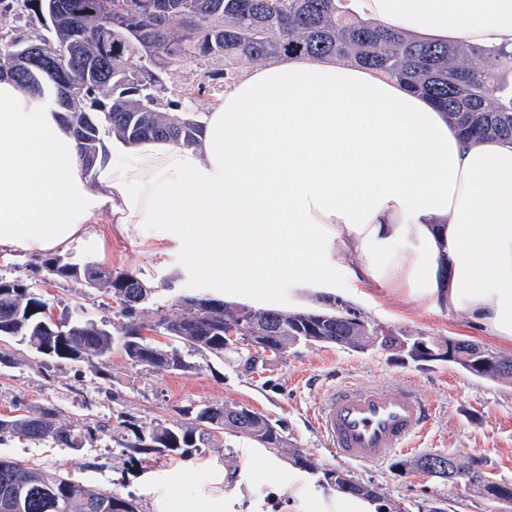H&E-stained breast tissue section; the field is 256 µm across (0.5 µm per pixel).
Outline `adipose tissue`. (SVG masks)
Returning <instances> with one entry per match:
<instances>
[{"mask_svg": "<svg viewBox=\"0 0 512 512\" xmlns=\"http://www.w3.org/2000/svg\"><path fill=\"white\" fill-rule=\"evenodd\" d=\"M352 4L418 40L512 49V0ZM200 121L188 148L108 139L88 176L51 100L0 80V252L66 253L106 210L123 232L155 226L184 271L228 299L330 302L342 275L464 313L512 345V142L464 140L429 99L341 58L257 67ZM245 454L235 469L147 470L138 489L150 512H275L283 496L294 512H377L310 494L271 453Z\"/></svg>", "mask_w": 512, "mask_h": 512, "instance_id": "obj_1", "label": "adipose tissue"}]
</instances>
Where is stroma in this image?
I'll use <instances>...</instances> for the list:
<instances>
[{
    "mask_svg": "<svg viewBox=\"0 0 512 512\" xmlns=\"http://www.w3.org/2000/svg\"><path fill=\"white\" fill-rule=\"evenodd\" d=\"M202 71L178 72L167 81L170 99H182L187 111H209L222 97L213 90L195 99H184L192 85L202 81ZM107 214L95 216L91 245L67 252L66 261L81 264L95 260L115 271L137 276L152 294L149 312L173 316L186 297H208L200 281L182 275L183 256L175 245L160 246L152 227L133 226L129 233H108ZM42 255L0 253V277L42 282L43 293L55 315L82 313L96 321L112 319L117 306L103 292L72 280L43 283ZM339 311L364 319L371 326L397 336H425L444 342L451 338L478 343L512 358V347L483 336L464 314L444 307L424 310L403 297L366 285L339 279ZM13 363L0 364V417L53 403L62 425L79 428L94 420L125 415L141 426L182 421L188 406L219 403L244 406L277 424L285 439L277 456L294 461L306 456L313 465L315 487L326 488L324 473L340 469L355 479L375 484L385 501L402 512H492L484 499L448 485L446 481L393 463L357 465L342 461L323 444L311 411L329 387L345 381L415 389L435 402L437 414L421 440L417 455L461 453L479 457L495 478L512 482V382L475 377L444 361L414 362L377 347L363 350L333 344L298 346L285 356L266 355L263 363L244 371L235 353L217 358L201 352L187 353L192 372L170 373L136 366L121 353H113L109 374L98 378L88 364L62 360L47 367L43 357L14 342ZM0 457L133 498L138 512H150L146 499L134 496L132 485L139 472L176 466V459L141 455L130 459L116 442L98 437L79 451L48 442L18 439L0 445Z\"/></svg>",
    "mask_w": 512,
    "mask_h": 512,
    "instance_id": "obj_1",
    "label": "stroma"
}]
</instances>
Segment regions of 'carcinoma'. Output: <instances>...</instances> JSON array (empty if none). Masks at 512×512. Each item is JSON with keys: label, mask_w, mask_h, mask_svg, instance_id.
I'll return each mask as SVG.
<instances>
[{"label": "carcinoma", "mask_w": 512, "mask_h": 512, "mask_svg": "<svg viewBox=\"0 0 512 512\" xmlns=\"http://www.w3.org/2000/svg\"><path fill=\"white\" fill-rule=\"evenodd\" d=\"M102 0H66L69 23L52 26L49 34L22 32L20 22L44 15L48 0H0V76H8L37 94L68 101L59 109L79 144L80 161L90 171L107 137L128 144L168 141L195 144L201 132L197 115L181 112V102L168 100L166 77L188 67L205 69L216 87L235 62L262 63L286 55L317 60L349 58L431 99L448 114L458 133L470 140L512 141V92L499 69L512 63V51L469 45L416 41L372 22L352 21L344 0H112V13ZM196 11V32L187 27V13ZM106 30L110 41L87 34ZM40 45L60 58L54 75L33 79L14 71L20 48ZM224 67L213 68L211 63ZM44 278L72 279L104 291L116 300L117 320L96 322L77 314L52 322L49 304L32 283L0 277V340H16L40 356L89 364L104 378L112 351L118 349L136 366L188 373L195 369L178 348L164 349L142 335L149 330L171 336L191 351L224 357V351L263 340V351L285 354L297 344H335L364 349L377 330L364 320L326 311H254L220 300L194 298L170 317L143 318V304L152 290L136 276L112 272L98 262L73 264L57 256L44 260ZM464 342L454 364L473 373L475 351ZM58 410L49 403L33 413L0 418V442L11 438L49 441L79 451L99 435L109 436L124 451L137 455L184 456L208 445L224 430L258 443L278 446L283 436L264 416L245 407L204 404L184 410L172 425L131 428L128 421H94L86 432L57 425ZM485 462H460L456 479L471 482L473 491L497 507L495 494L480 488ZM327 483L339 492L381 500L378 491L342 470ZM0 512H137L134 503L107 490L88 488L59 473L27 468L0 458Z\"/></svg>", "instance_id": "cac0c4a2"}]
</instances>
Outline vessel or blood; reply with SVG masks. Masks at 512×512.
Returning <instances> with one entry per match:
<instances>
[{
	"mask_svg": "<svg viewBox=\"0 0 512 512\" xmlns=\"http://www.w3.org/2000/svg\"><path fill=\"white\" fill-rule=\"evenodd\" d=\"M435 415V405L412 389L341 384L329 388L313 422L339 458L381 464L417 447Z\"/></svg>",
	"mask_w": 512,
	"mask_h": 512,
	"instance_id": "obj_1",
	"label": "vessel or blood"
}]
</instances>
